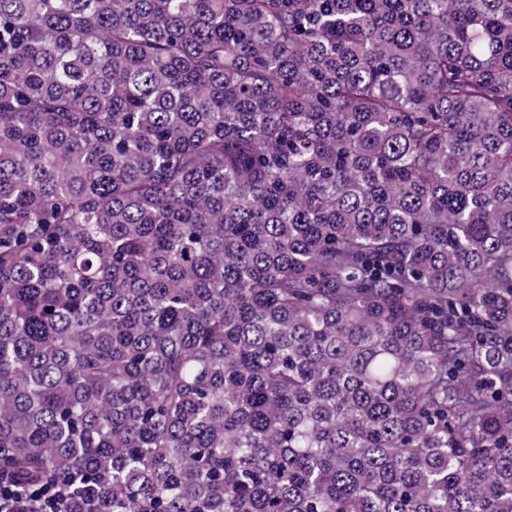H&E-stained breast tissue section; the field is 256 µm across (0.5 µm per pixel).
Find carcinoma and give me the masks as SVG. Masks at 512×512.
Returning <instances> with one entry per match:
<instances>
[{
    "label": "carcinoma",
    "instance_id": "carcinoma-1",
    "mask_svg": "<svg viewBox=\"0 0 512 512\" xmlns=\"http://www.w3.org/2000/svg\"><path fill=\"white\" fill-rule=\"evenodd\" d=\"M12 479L512 512V0H0Z\"/></svg>",
    "mask_w": 512,
    "mask_h": 512
}]
</instances>
